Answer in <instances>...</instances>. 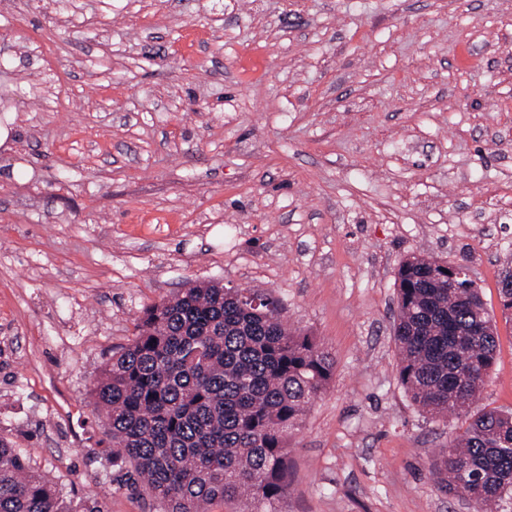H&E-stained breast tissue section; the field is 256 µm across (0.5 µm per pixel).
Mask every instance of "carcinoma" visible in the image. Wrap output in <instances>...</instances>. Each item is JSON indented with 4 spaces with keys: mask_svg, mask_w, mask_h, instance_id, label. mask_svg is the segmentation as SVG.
<instances>
[{
    "mask_svg": "<svg viewBox=\"0 0 512 512\" xmlns=\"http://www.w3.org/2000/svg\"><path fill=\"white\" fill-rule=\"evenodd\" d=\"M413 255L400 265L394 340L399 380L423 412L469 415L435 463L448 493L483 512L512 488V412L476 408L498 336L475 281ZM313 337L294 334L270 296L193 282L148 306L90 395L112 440L165 512L242 498L276 512L290 467L288 434L333 371ZM0 512H76L0 439Z\"/></svg>",
    "mask_w": 512,
    "mask_h": 512,
    "instance_id": "obj_1",
    "label": "carcinoma"
}]
</instances>
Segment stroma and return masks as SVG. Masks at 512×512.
<instances>
[{
  "instance_id": "stroma-1",
  "label": "stroma",
  "mask_w": 512,
  "mask_h": 512,
  "mask_svg": "<svg viewBox=\"0 0 512 512\" xmlns=\"http://www.w3.org/2000/svg\"><path fill=\"white\" fill-rule=\"evenodd\" d=\"M0 439L72 505L162 512L89 392L193 281L270 295L335 360L280 512H476L466 418L399 380L395 278L470 268L512 411V0H0Z\"/></svg>"
}]
</instances>
